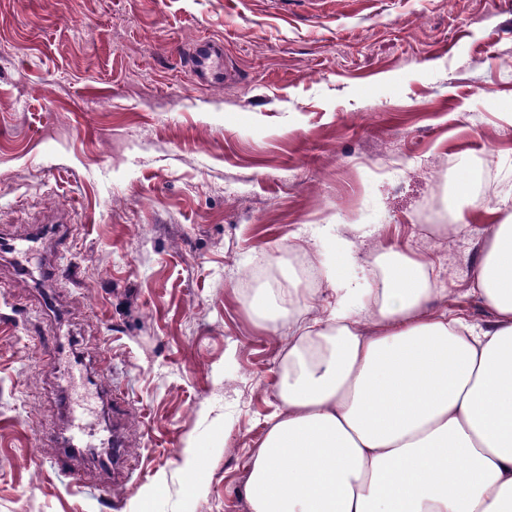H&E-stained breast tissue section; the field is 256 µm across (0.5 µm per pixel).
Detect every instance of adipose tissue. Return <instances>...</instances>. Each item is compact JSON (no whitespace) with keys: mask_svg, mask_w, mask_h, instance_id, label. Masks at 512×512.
Returning <instances> with one entry per match:
<instances>
[{"mask_svg":"<svg viewBox=\"0 0 512 512\" xmlns=\"http://www.w3.org/2000/svg\"><path fill=\"white\" fill-rule=\"evenodd\" d=\"M478 245L485 325L435 310L403 256L365 315L342 301L294 331L248 512H512V213Z\"/></svg>","mask_w":512,"mask_h":512,"instance_id":"1","label":"adipose tissue"}]
</instances>
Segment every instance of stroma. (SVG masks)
Masks as SVG:
<instances>
[{
    "label": "stroma",
    "mask_w": 512,
    "mask_h": 512,
    "mask_svg": "<svg viewBox=\"0 0 512 512\" xmlns=\"http://www.w3.org/2000/svg\"><path fill=\"white\" fill-rule=\"evenodd\" d=\"M201 39L237 83L180 65ZM492 208L512 211V0H0V228L68 211L77 269L57 318L0 259V512H247L288 325L339 301L336 237L354 306L406 255L481 325ZM261 294L276 320L254 317ZM63 336L127 396L123 483L51 465Z\"/></svg>",
    "instance_id": "stroma-1"
}]
</instances>
